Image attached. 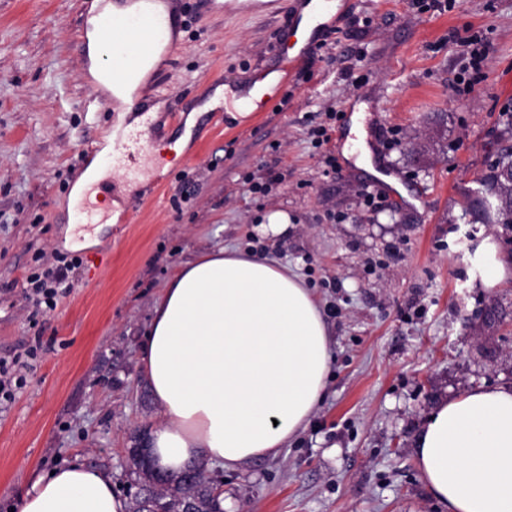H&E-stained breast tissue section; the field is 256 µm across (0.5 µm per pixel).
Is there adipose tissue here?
<instances>
[{
  "mask_svg": "<svg viewBox=\"0 0 512 512\" xmlns=\"http://www.w3.org/2000/svg\"><path fill=\"white\" fill-rule=\"evenodd\" d=\"M90 72L131 102L144 72L121 80L98 65V18L87 19ZM142 372L162 420L159 466L200 458L234 471L278 456L318 408L331 353L320 305L276 259L221 247L183 264L157 300ZM415 452L431 497L448 512H512V389H475L439 403ZM101 470L69 465L39 477L21 512H127Z\"/></svg>",
  "mask_w": 512,
  "mask_h": 512,
  "instance_id": "obj_1",
  "label": "adipose tissue"
}]
</instances>
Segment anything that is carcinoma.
<instances>
[{
	"label": "carcinoma",
	"instance_id": "carcinoma-1",
	"mask_svg": "<svg viewBox=\"0 0 512 512\" xmlns=\"http://www.w3.org/2000/svg\"><path fill=\"white\" fill-rule=\"evenodd\" d=\"M501 125L495 159L476 178L477 187L466 194L462 216L470 224H512V184L505 188L500 184L502 173L512 169V109L502 113ZM131 462L139 485H153L152 472L134 449ZM189 492L194 497L197 512H224L220 502L212 496L204 469L196 466L168 475L152 498L135 494L133 512H156L158 508L164 512H181Z\"/></svg>",
	"mask_w": 512,
	"mask_h": 512
}]
</instances>
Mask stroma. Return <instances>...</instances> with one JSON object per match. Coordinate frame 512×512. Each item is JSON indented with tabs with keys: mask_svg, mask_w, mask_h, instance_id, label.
<instances>
[{
	"mask_svg": "<svg viewBox=\"0 0 512 512\" xmlns=\"http://www.w3.org/2000/svg\"><path fill=\"white\" fill-rule=\"evenodd\" d=\"M225 0H186L180 47L146 82L168 148L163 191L135 223L120 212L79 246L71 190L103 129L131 116L85 112L79 30L91 0H0V359H19L0 401V512H11L53 468L107 473L133 498L129 451L160 421L141 367L156 301L175 270L217 247L273 257L318 299L332 349L322 403L278 456L224 477V512H443L422 481L415 437L431 410L478 387L512 388V279L487 288L476 256L503 225L464 223V193L496 151L512 107V0H346L335 29L278 90L284 111L246 119L205 104L244 84L291 44L293 0L228 13ZM489 52L467 69L460 44ZM367 103L373 164L424 204L399 207L388 184L346 157L348 105ZM181 108L183 122L163 118ZM333 113L330 142L310 130ZM194 118L185 127L186 118ZM187 136L194 160L172 147ZM267 193L251 192L252 183ZM288 229L264 231L269 215ZM82 257L54 311L36 314L26 279L38 252Z\"/></svg>",
	"mask_w": 512,
	"mask_h": 512,
	"instance_id": "35a3bbf8",
	"label": "stroma"
}]
</instances>
